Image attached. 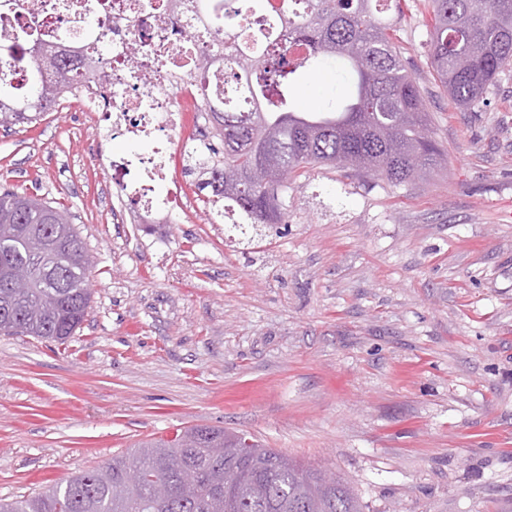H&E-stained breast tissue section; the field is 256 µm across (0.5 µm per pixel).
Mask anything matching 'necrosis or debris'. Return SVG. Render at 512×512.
Listing matches in <instances>:
<instances>
[{"mask_svg": "<svg viewBox=\"0 0 512 512\" xmlns=\"http://www.w3.org/2000/svg\"><path fill=\"white\" fill-rule=\"evenodd\" d=\"M110 8L107 42L84 27L88 14ZM40 21L55 35L78 33L82 43L103 46L105 65L87 68L62 105L70 112H108L113 136L154 140L149 160L112 167V182L131 200L137 224H169L180 207V190L165 197L151 185L166 179L175 155L190 157L208 138L209 112L224 106V79L232 58L219 59L207 78L195 60L210 32L185 0H42Z\"/></svg>", "mask_w": 512, "mask_h": 512, "instance_id": "1", "label": "necrosis or debris"}]
</instances>
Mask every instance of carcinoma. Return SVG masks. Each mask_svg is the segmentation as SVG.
<instances>
[{
	"mask_svg": "<svg viewBox=\"0 0 512 512\" xmlns=\"http://www.w3.org/2000/svg\"><path fill=\"white\" fill-rule=\"evenodd\" d=\"M386 0H288L275 24L251 21L262 0H220L212 9L215 46L237 60L227 90L250 89L248 110L234 104L216 113L223 156L188 160L199 171V192L216 212L247 224H281L288 191L303 169L336 166L407 185L441 153L427 128L424 97L398 52ZM427 55L440 87L460 110L473 109L512 66V0H427ZM51 32L34 23L0 48V63L24 66L29 77L15 104L0 101V127L29 126L56 111L65 87L80 76L89 54L47 43ZM339 61L352 89L318 111L295 108L291 88ZM268 179L242 178L256 163ZM288 170V181L280 170ZM69 250L51 251L56 287L35 281L16 295L0 279V332L64 342L82 325L91 295L81 285L91 263L67 212L34 195L0 191V267L23 264L34 252L29 231ZM183 461L199 471L194 485L164 463ZM248 434L195 427L171 440L141 443L106 468L87 470L34 496L0 500V512H363L353 489ZM169 496L152 495L155 482Z\"/></svg>",
	"mask_w": 512,
	"mask_h": 512,
	"instance_id": "obj_1",
	"label": "carcinoma"
}]
</instances>
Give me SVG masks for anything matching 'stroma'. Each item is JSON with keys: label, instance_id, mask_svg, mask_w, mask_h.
I'll use <instances>...</instances> for the list:
<instances>
[{"label": "stroma", "instance_id": "obj_1", "mask_svg": "<svg viewBox=\"0 0 512 512\" xmlns=\"http://www.w3.org/2000/svg\"><path fill=\"white\" fill-rule=\"evenodd\" d=\"M401 0L402 58L445 156L406 186L305 169L285 223H209L187 176L170 224H116L105 163L150 151L51 112L0 131V188L65 209L91 257L65 342L0 334V498L198 426L332 470L364 512H512V75L456 109ZM336 65L294 96L343 93Z\"/></svg>", "mask_w": 512, "mask_h": 512}]
</instances>
